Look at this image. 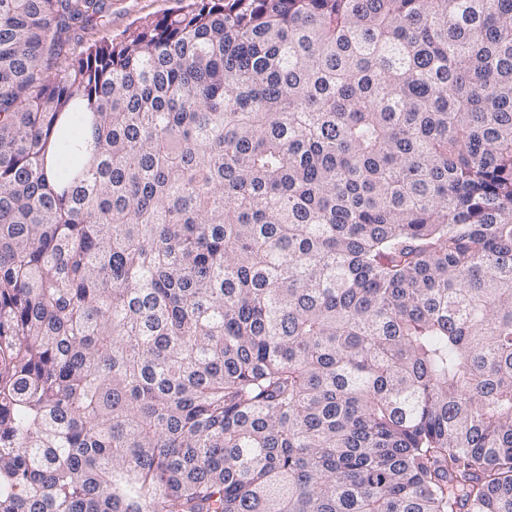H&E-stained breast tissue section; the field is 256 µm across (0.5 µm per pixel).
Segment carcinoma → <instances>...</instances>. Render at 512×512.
<instances>
[{"label":"carcinoma","mask_w":512,"mask_h":512,"mask_svg":"<svg viewBox=\"0 0 512 512\" xmlns=\"http://www.w3.org/2000/svg\"><path fill=\"white\" fill-rule=\"evenodd\" d=\"M0 0V512H512V0ZM104 3L107 23L101 26L99 21L96 24L94 21L85 30H77L69 46L73 57L85 51L90 42L118 37L135 21L162 16L180 5L179 0H105Z\"/></svg>","instance_id":"1"}]
</instances>
